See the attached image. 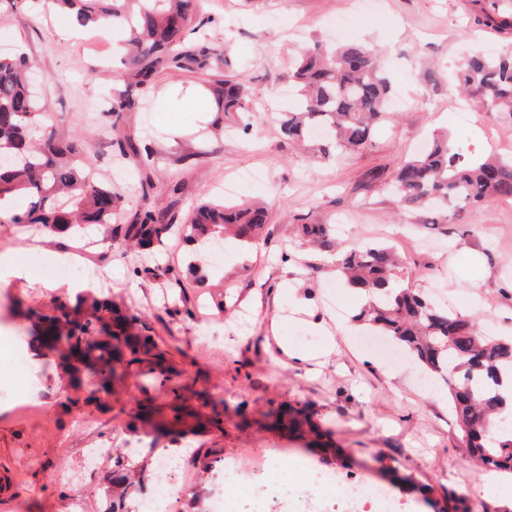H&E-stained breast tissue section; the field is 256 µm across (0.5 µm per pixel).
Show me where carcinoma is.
<instances>
[{"label":"carcinoma","mask_w":512,"mask_h":512,"mask_svg":"<svg viewBox=\"0 0 512 512\" xmlns=\"http://www.w3.org/2000/svg\"><path fill=\"white\" fill-rule=\"evenodd\" d=\"M57 13L82 27L104 21L120 28L127 53L117 81L126 89L112 96L105 110L112 128L125 122L127 113L142 108L141 94L155 88L166 75H190L201 81L215 103L210 132L224 134V116L240 117L251 111L250 96L232 54L205 37L190 39L206 21L199 18L203 0H47ZM25 57L0 56V199L22 195L28 209L11 216L14 224L44 225L68 231L83 224H109L121 199L110 183L97 180L92 166L72 157V147L49 134L34 144L28 130L47 119L46 108L27 80ZM458 87L465 100L482 112L512 115V47L488 54L469 52L456 64ZM296 101L280 119V132L290 140L304 138L314 127H324L343 150L362 149L371 142L378 124L390 112L391 80L379 50L345 42L327 49L313 43L297 53L290 70ZM124 156L137 159L143 176L153 164L148 146L131 139L117 141ZM392 190L400 205L427 209L461 219L467 207L487 199L512 200V159L482 158L476 149L452 143L447 134L435 136L419 155L397 167ZM268 220L267 209L255 204L227 206L199 204L187 225L190 237H207L230 229L238 240H256ZM171 228L154 205L135 211L124 225L123 239L151 250ZM302 235L324 241L326 224H303ZM347 283L371 295L356 319L373 325L381 336L398 341L428 372L448 379L461 436L469 438V457L491 472L512 475V433L490 437L497 426L492 415L507 405L500 394V378L512 377V337L482 335L468 316L434 305L419 288H393L403 268L392 248L358 245L344 256ZM34 318L32 330L41 345L59 353L58 367L72 375L85 372L78 383L90 403L100 394L112 395L131 365L152 375L165 353L138 316L126 314L112 300L92 290L76 294L75 303L53 304ZM152 469L118 452L104 476L108 512H129L128 506L148 485Z\"/></svg>","instance_id":"obj_1"}]
</instances>
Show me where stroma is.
Masks as SVG:
<instances>
[{
  "mask_svg": "<svg viewBox=\"0 0 512 512\" xmlns=\"http://www.w3.org/2000/svg\"><path fill=\"white\" fill-rule=\"evenodd\" d=\"M511 13L512 0H376L367 11L361 0H204L205 29L231 46L252 106L249 130L228 116V132L214 138L205 134L210 113L172 105L200 88L186 75L161 77L144 108L128 113L113 133L102 110L122 64L110 41L93 30L62 39L66 18L39 14L31 0H0V53L32 62L46 106L48 120L37 135L72 140L80 160L120 189V218L147 202L168 212L171 229L154 252H123L103 230L90 258L108 269L112 299L150 327L175 371L153 393L159 420L175 430L173 438L158 439L152 430L136 434L129 427L143 398L137 375L90 404L84 390L58 374L52 354L41 353L31 369L15 368L10 339H29L28 308L73 303L61 284L77 275L54 262V244L29 237L26 225L0 223V253L11 252L29 270L28 278L0 288V319L10 327L0 337V390L6 394L27 384L30 372L38 374L31 400L0 399V479L7 481L0 512H63L78 490L83 449L105 439L122 448L136 435L155 441V448L175 442L200 455L218 448L228 461L269 454L288 469L303 461L334 470L340 485L328 512H344L353 482L381 484L392 468L405 480L386 485L397 512H432L431 499L446 503L447 512H512V477L498 476L495 494L483 493L488 474L460 444L447 382L423 386L411 358L389 361L360 346L369 330L352 317L362 295L326 261L359 242L390 244L404 260V281L436 288L488 333L512 336V200L482 203L466 224H439L432 212L401 208L390 191L399 161L442 131L512 157V120L464 109L455 77V63L469 46L497 50L512 43V29L496 32L479 23ZM355 40L381 49L400 108L355 152L336 149L324 135L299 145L284 140L277 118L292 104L291 56L306 43ZM120 135L154 150L150 187H142L133 159L118 160ZM249 172L262 174V181L242 182ZM178 180L184 186L175 194L171 185ZM211 195L265 201V240L251 249L225 240L217 259L185 240L182 226ZM340 220L342 233L325 245L298 236V225ZM166 266L182 270L180 282L145 273ZM474 279L479 287H471ZM329 317L337 324L336 350L325 359L315 323ZM283 339L310 361L285 364ZM297 403L306 405L310 422L272 427L269 411ZM79 418L93 428L72 431ZM423 485L429 495H421Z\"/></svg>",
  "mask_w": 512,
  "mask_h": 512,
  "instance_id": "35a3bbf8",
  "label": "stroma"
}]
</instances>
